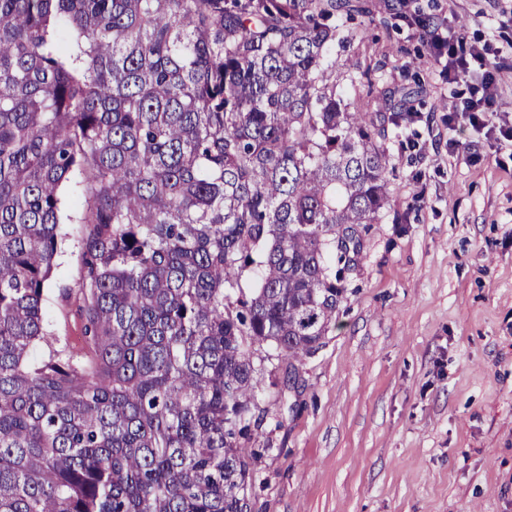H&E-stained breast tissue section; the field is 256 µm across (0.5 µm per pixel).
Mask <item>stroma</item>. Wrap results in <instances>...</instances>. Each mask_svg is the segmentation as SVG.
Here are the masks:
<instances>
[{
	"mask_svg": "<svg viewBox=\"0 0 512 512\" xmlns=\"http://www.w3.org/2000/svg\"><path fill=\"white\" fill-rule=\"evenodd\" d=\"M501 70L512 125V0H434ZM414 30L362 23L338 60L387 88L420 85L411 149L390 143L392 200L360 229L336 323L289 384L265 366L247 512H512V141L449 123L463 92ZM88 195L65 183L46 286L50 335L85 341L79 288Z\"/></svg>",
	"mask_w": 512,
	"mask_h": 512,
	"instance_id": "35a3bbf8",
	"label": "stroma"
}]
</instances>
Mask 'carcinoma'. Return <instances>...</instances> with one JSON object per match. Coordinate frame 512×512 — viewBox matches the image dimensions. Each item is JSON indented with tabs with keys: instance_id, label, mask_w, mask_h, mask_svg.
I'll list each match as a JSON object with an SVG mask.
<instances>
[{
	"instance_id": "cac0c4a2",
	"label": "carcinoma",
	"mask_w": 512,
	"mask_h": 512,
	"mask_svg": "<svg viewBox=\"0 0 512 512\" xmlns=\"http://www.w3.org/2000/svg\"><path fill=\"white\" fill-rule=\"evenodd\" d=\"M417 2L381 8L425 38L442 23ZM356 16L375 21L366 0H0V512H247L251 347L292 375L322 346L389 203L388 126L416 118L415 92L334 56ZM73 173L83 354L43 311Z\"/></svg>"
}]
</instances>
